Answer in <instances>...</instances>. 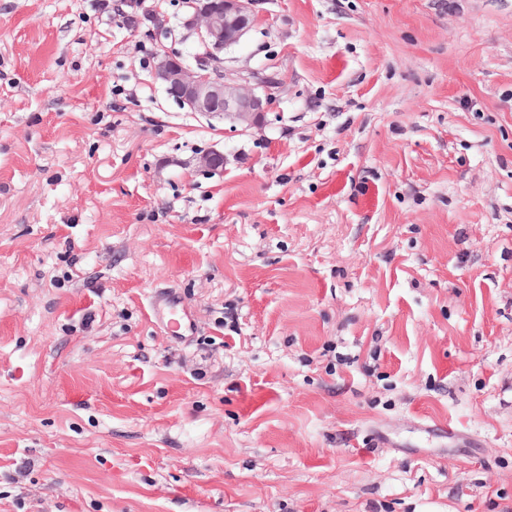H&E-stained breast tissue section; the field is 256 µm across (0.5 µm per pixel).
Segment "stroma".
Masks as SVG:
<instances>
[{
    "instance_id": "35a3bbf8",
    "label": "stroma",
    "mask_w": 512,
    "mask_h": 512,
    "mask_svg": "<svg viewBox=\"0 0 512 512\" xmlns=\"http://www.w3.org/2000/svg\"><path fill=\"white\" fill-rule=\"evenodd\" d=\"M101 3L0 0V512H512V0H253L248 130ZM219 63L212 53L192 69L165 53L157 74L168 95L189 112H198L209 120L228 121L231 126L261 125L271 100V85L255 74L228 75ZM152 310L155 314L161 315L163 321L167 322V325L172 329V332L177 335H183V332L190 328V323L185 313L179 310L178 305L174 299L168 300L163 309H158L156 306H152Z\"/></svg>"
}]
</instances>
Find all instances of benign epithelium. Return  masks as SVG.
Wrapping results in <instances>:
<instances>
[{"label":"benign epithelium","instance_id":"obj_1","mask_svg":"<svg viewBox=\"0 0 512 512\" xmlns=\"http://www.w3.org/2000/svg\"><path fill=\"white\" fill-rule=\"evenodd\" d=\"M255 23L251 0H202L184 21L205 48L216 51L239 43ZM158 78L168 95L187 111L244 128L261 125L271 100L268 82L254 74L224 73L215 54L199 61L194 69L165 54Z\"/></svg>","mask_w":512,"mask_h":512}]
</instances>
